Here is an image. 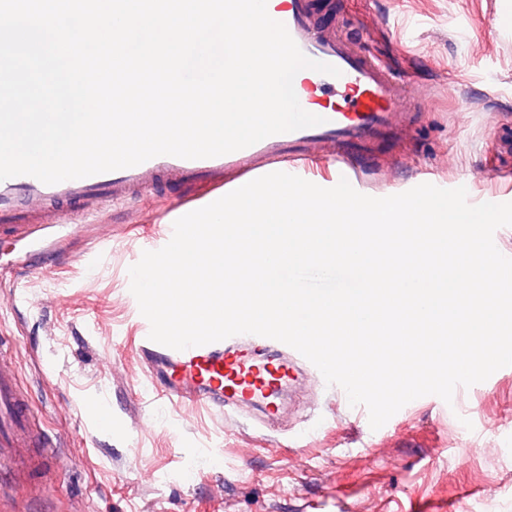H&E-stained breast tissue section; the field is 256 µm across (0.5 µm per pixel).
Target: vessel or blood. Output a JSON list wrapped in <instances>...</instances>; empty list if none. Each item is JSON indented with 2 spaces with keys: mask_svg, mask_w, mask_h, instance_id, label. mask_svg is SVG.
Returning <instances> with one entry per match:
<instances>
[{
  "mask_svg": "<svg viewBox=\"0 0 512 512\" xmlns=\"http://www.w3.org/2000/svg\"><path fill=\"white\" fill-rule=\"evenodd\" d=\"M267 11L283 23L308 58L337 67L339 76L311 69L297 73L293 86L301 107L323 117V124L269 136L225 155L184 159L157 156L139 165L48 185L28 176L0 181V224L26 233L30 219L26 200L94 206L99 199L121 200L155 180L186 186L180 213L197 202H214L260 176L287 171L294 161H310L314 151L331 150L337 177H349L351 158L382 134L403 125L412 95L405 81L376 59L357 52L348 42L321 31L311 0H267ZM266 357H257L241 336L174 350L140 337L137 349L145 359L156 392L168 401L189 400L217 411L252 408L263 418L280 419L282 397L307 360L292 347L269 340ZM28 402L13 371L0 360V423Z\"/></svg>",
  "mask_w": 512,
  "mask_h": 512,
  "instance_id": "1",
  "label": "vessel or blood"
}]
</instances>
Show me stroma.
Masks as SVG:
<instances>
[{
	"instance_id": "obj_1",
	"label": "stroma",
	"mask_w": 512,
	"mask_h": 512,
	"mask_svg": "<svg viewBox=\"0 0 512 512\" xmlns=\"http://www.w3.org/2000/svg\"><path fill=\"white\" fill-rule=\"evenodd\" d=\"M404 78L416 120L371 145L361 192L426 181L470 204L512 202V0H314ZM178 187L57 212L0 238V353L55 444L59 470L0 482V512H512V366L411 401L379 429L301 368L280 423L162 400L137 352L148 335L130 266L161 248ZM105 404L110 425L91 405Z\"/></svg>"
}]
</instances>
